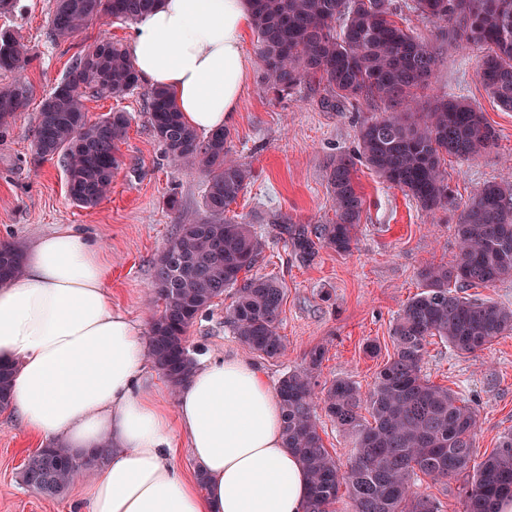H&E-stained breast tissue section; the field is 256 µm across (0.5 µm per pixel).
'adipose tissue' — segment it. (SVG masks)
<instances>
[{"instance_id": "obj_1", "label": "adipose tissue", "mask_w": 512, "mask_h": 512, "mask_svg": "<svg viewBox=\"0 0 512 512\" xmlns=\"http://www.w3.org/2000/svg\"><path fill=\"white\" fill-rule=\"evenodd\" d=\"M251 25L246 0H161L137 18L128 53L188 125L220 130L238 110ZM109 268L61 227L30 245L20 278L0 283V363L13 369L19 422L81 454L112 450L80 485V512H306L308 474L284 444L279 398L259 366L203 361L164 401L146 385L141 331L112 307ZM179 436L205 488L174 464Z\"/></svg>"}]
</instances>
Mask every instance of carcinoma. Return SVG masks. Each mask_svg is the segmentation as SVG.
<instances>
[{
    "mask_svg": "<svg viewBox=\"0 0 512 512\" xmlns=\"http://www.w3.org/2000/svg\"><path fill=\"white\" fill-rule=\"evenodd\" d=\"M158 0H52L50 34L68 39L105 17L133 22ZM258 38L264 86L277 94L317 81L333 101L388 100L400 107L361 124L358 154L387 183L401 189L426 212L449 204L444 157L475 156L496 143L483 112L465 98L440 96L420 108L414 90L428 85L437 56L408 27L399 25L394 0H248ZM405 7L448 24L444 36L484 50L480 78L488 93L512 110V0H410ZM29 49L11 30H0V71L14 79L0 86V126L27 100L23 75ZM141 79L126 49L102 38L80 53L42 101L33 148L44 159L61 158L69 197L83 208L97 206L110 192L120 165L119 144L130 113L112 111L92 122L84 101L135 90ZM147 112L155 139L176 165L206 176L202 216H180L174 237L155 264L152 292L162 308L152 320L148 342L155 367L172 386L195 367L187 333L214 299L235 289L224 323L249 348L267 358L286 355L279 332L285 288L275 277H240L262 252L253 226L227 217L244 192L251 170L228 157L229 133L201 136L185 124L173 95L154 88ZM350 156L336 159L329 175L334 219L313 230L294 227L288 243L302 257L316 246L339 254L352 251L365 200ZM458 253L450 265L420 273L423 290L407 302L391 328L394 355L373 387L362 391L339 378L317 398L316 373L325 351L311 350L305 365L278 382L285 445L297 454L311 483L308 512H331L345 489L352 512H439L429 494L413 490L415 477L432 482L461 474L464 512H495L512 498V433L471 467L477 419L448 387L422 374L428 339L438 337L462 354H475L512 330V310L459 294L512 277V184L489 182L462 209L456 224ZM21 250L0 243V282L19 273ZM12 372L0 364V409L10 403ZM342 430L355 437L354 453L340 465L324 446L317 402ZM367 411L372 421L362 417ZM103 448L91 458L61 445L39 449L23 469V482L43 496L70 493L73 477L108 462Z\"/></svg>",
    "mask_w": 512,
    "mask_h": 512,
    "instance_id": "carcinoma-1",
    "label": "carcinoma"
}]
</instances>
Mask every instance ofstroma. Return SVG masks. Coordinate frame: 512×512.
<instances>
[{"instance_id": "35a3bbf8", "label": "stroma", "mask_w": 512, "mask_h": 512, "mask_svg": "<svg viewBox=\"0 0 512 512\" xmlns=\"http://www.w3.org/2000/svg\"><path fill=\"white\" fill-rule=\"evenodd\" d=\"M51 4L17 0L12 13L0 15V28L15 30L32 58L26 70L27 105L0 126V241L25 248L59 226L72 227L109 261L113 307L146 329L158 310L150 298L155 262L171 240L180 213L201 211L205 177L173 164L154 140L146 112L150 87L144 83L120 99L86 101L90 120L123 110L131 113L132 121L120 145L121 164L110 194L89 209L71 201L60 159H40L33 151L35 117L76 55L105 36L128 43L132 26L98 21L74 37L57 40L48 27ZM407 25L438 58L430 86L418 90V97L448 94L472 101L495 129V147L469 159H446L452 202L432 213L357 163L365 206L354 249L339 254L321 247L311 260L302 261L287 242L286 227L333 219L328 176L337 156L355 155L361 122L393 106L353 101L328 109L321 104V88L309 84L280 96L267 93L257 34L248 31L243 41L248 74L237 118L228 127V146L231 159L250 169L252 178L229 214L252 224L264 242L253 274L278 278L285 286L279 332L288 352L269 359L234 336L224 323L231 302L226 295L188 332L195 360L242 357L258 364L274 387L311 349L321 347L326 355L318 382L348 378L369 389L394 353V318L422 289L420 271L454 260L455 226L465 203L486 183L512 182V111L502 109L485 90L478 73L479 50L459 48L441 36L438 23L424 17L408 15ZM369 342L378 345L377 356L366 353ZM422 372L474 409L476 458L490 453L512 431V331L474 356L431 339ZM44 445L10 409L0 410V512H73L75 495L49 499L22 480L28 458Z\"/></svg>"}]
</instances>
